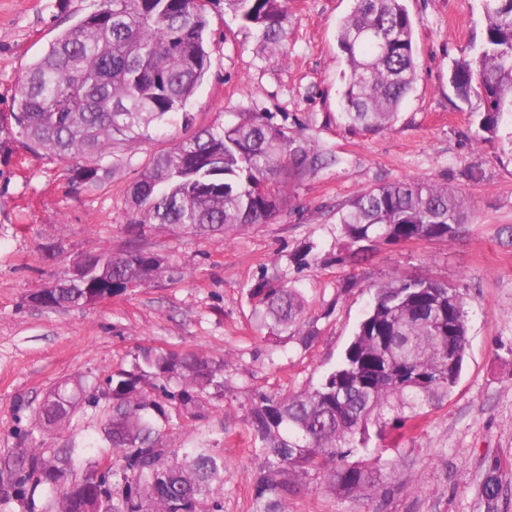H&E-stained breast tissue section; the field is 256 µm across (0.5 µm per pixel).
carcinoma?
I'll return each instance as SVG.
<instances>
[{
	"label": "carcinoma",
	"mask_w": 512,
	"mask_h": 512,
	"mask_svg": "<svg viewBox=\"0 0 512 512\" xmlns=\"http://www.w3.org/2000/svg\"><path fill=\"white\" fill-rule=\"evenodd\" d=\"M210 0H99L73 27L60 32L31 63L13 98L9 119L23 144L61 161L81 158L72 181L95 189L111 174L106 160L152 139V131L178 118L193 125L187 104L210 67L206 48ZM265 50L283 54L288 0H224ZM483 37L472 55L456 61L449 80L457 101L483 105L477 140L512 122V0H482ZM414 27L405 0H355L337 27L349 73L342 116L349 129L390 127L414 88ZM220 125L200 127L153 155L126 192L131 225L169 226L226 236L265 224L287 201L288 180L309 168L308 143L259 112H234ZM467 219L463 195L424 180L387 184L359 193L341 208L337 224L359 249L343 257L356 264L377 242L454 239ZM177 269L153 253L131 248L98 253L79 278L60 276L49 308H82L129 285L172 275ZM252 316L268 329L267 341L293 331L303 346L317 338L305 329L301 289L279 274H262L249 288ZM468 345L464 298L448 302V285L399 277L374 289L337 367L316 386L295 394H262L251 410L250 434L262 465L253 475V512H285L294 477L310 470L328 477L345 495L362 492L393 430L421 416L424 401L447 396L458 382ZM130 370L113 374L102 390L112 416L102 439L83 442L50 458L36 444L7 463L9 484L0 507L15 502L26 512H200L199 496L224 486V456L208 444L169 448L164 404L144 393L147 383L190 417L206 395L224 393V360L143 348ZM85 393L65 380L38 410L47 427L64 424ZM410 415H405V412ZM105 445L114 490L99 472L94 449ZM183 458H178V453ZM355 454L361 460L349 461ZM501 482L495 472L482 494L493 503Z\"/></svg>",
	"instance_id": "cac0c4a2"
}]
</instances>
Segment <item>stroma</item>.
Wrapping results in <instances>:
<instances>
[{"mask_svg":"<svg viewBox=\"0 0 512 512\" xmlns=\"http://www.w3.org/2000/svg\"><path fill=\"white\" fill-rule=\"evenodd\" d=\"M354 0H288L286 54L270 57L252 31L208 6L210 69L190 110L196 125L228 112H263L302 133L318 162L288 183V201L269 223L232 237L165 227L131 228L126 190L153 154L183 137L182 125L112 157L107 183H72L69 165L30 152L17 131L0 132V460L23 456L30 439L55 453L100 436L112 403L81 402L66 426L45 429L36 410L60 381L104 385L131 368L141 348L224 357V393L204 419L171 416L166 444L207 440L224 456V512H251L261 455L249 432L263 393L318 384L340 361L374 286L422 275L463 295L469 344L457 385L427 404L395 447L383 452L374 490L338 493L322 474L299 478L287 512H512V128L475 139L479 114L456 108L448 79L484 29L481 0H405L414 23L416 83L391 128L349 130L339 117L348 66L338 23ZM93 9V0H0V113L9 111L27 67L54 37ZM425 179L459 190L468 218L453 241L376 244L357 265L341 263L349 241L338 211L380 185ZM315 244L321 263L294 256ZM138 245L177 267L165 277L86 308L49 309L32 298L73 259ZM280 270L300 286L311 346L298 336L264 341L248 290ZM496 468L502 489L488 505L482 485Z\"/></svg>","mask_w":512,"mask_h":512,"instance_id":"1","label":"stroma"}]
</instances>
